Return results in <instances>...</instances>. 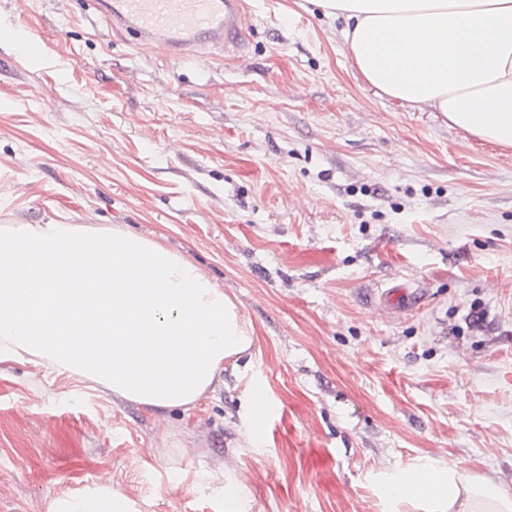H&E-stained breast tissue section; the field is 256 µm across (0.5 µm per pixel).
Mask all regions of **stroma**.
<instances>
[{"label":"stroma","instance_id":"obj_1","mask_svg":"<svg viewBox=\"0 0 512 512\" xmlns=\"http://www.w3.org/2000/svg\"><path fill=\"white\" fill-rule=\"evenodd\" d=\"M247 3L243 49L176 59L92 0H0V225L157 239L255 331L187 414L1 361L0 512L105 486L225 512L230 483L246 512H382L370 474L418 458L512 489V150L376 94L316 0ZM393 281L420 309L369 302Z\"/></svg>","mask_w":512,"mask_h":512}]
</instances>
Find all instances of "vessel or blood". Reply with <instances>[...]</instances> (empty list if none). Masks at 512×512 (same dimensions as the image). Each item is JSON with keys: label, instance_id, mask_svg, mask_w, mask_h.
Returning <instances> with one entry per match:
<instances>
[{"label": "vessel or blood", "instance_id": "vessel-or-blood-1", "mask_svg": "<svg viewBox=\"0 0 512 512\" xmlns=\"http://www.w3.org/2000/svg\"><path fill=\"white\" fill-rule=\"evenodd\" d=\"M113 27L138 41H163L171 54L193 56L201 45L223 49L242 45L246 29L245 0H94ZM424 289L393 284L378 289L376 305L394 314L418 309Z\"/></svg>", "mask_w": 512, "mask_h": 512}]
</instances>
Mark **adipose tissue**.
<instances>
[{"instance_id": "ef3b65f1", "label": "adipose tissue", "mask_w": 512, "mask_h": 512, "mask_svg": "<svg viewBox=\"0 0 512 512\" xmlns=\"http://www.w3.org/2000/svg\"><path fill=\"white\" fill-rule=\"evenodd\" d=\"M379 94L512 149V0H320ZM254 331L179 252L95 224L0 225V357L22 354L150 409L190 411ZM382 512H512V491L420 458L373 473ZM47 512H125L96 489Z\"/></svg>"}]
</instances>
